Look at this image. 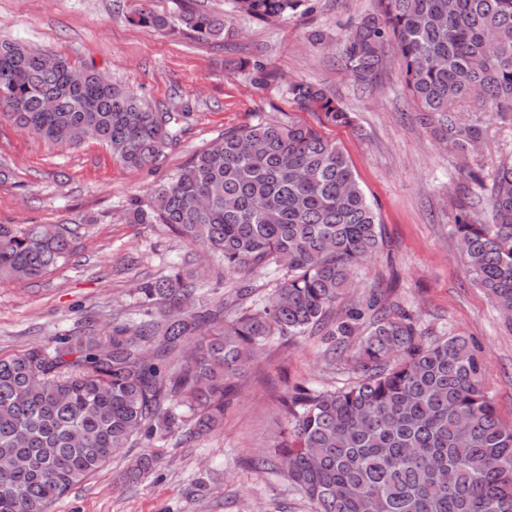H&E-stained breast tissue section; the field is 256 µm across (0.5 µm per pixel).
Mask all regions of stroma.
<instances>
[{
    "label": "stroma",
    "mask_w": 512,
    "mask_h": 512,
    "mask_svg": "<svg viewBox=\"0 0 512 512\" xmlns=\"http://www.w3.org/2000/svg\"><path fill=\"white\" fill-rule=\"evenodd\" d=\"M177 17L183 8L228 15L235 35L202 40L180 26L158 32L133 25L141 2ZM373 0H311L308 14L256 22L234 15L232 0H0V37L96 65L112 81L177 116L178 136L159 164L131 169L95 142L75 148L46 144L0 118V224H62L74 231L73 252L45 276L0 284V356L81 335L86 320L107 334L113 318L135 319L137 287L168 274L190 253L159 224H132L131 199L149 201L194 153L225 130L258 120L294 118L336 141L354 166L381 220L385 248L361 264L346 299L383 293L394 309L419 321L425 338L466 336L487 367V389L503 421H512V323L468 273L450 232L458 206L473 200L467 167L492 172L512 161V120L481 113L484 141L462 156L439 144L403 87L395 55L372 84L361 85L337 64L340 37ZM322 31L324 45L310 44ZM295 81L331 91L354 117L350 127L298 110ZM350 361L328 367L320 336L278 339L224 395V428L186 441H142L54 503L52 512H312L287 481L257 470L255 458L284 424L280 397L288 386H341L355 380ZM159 457L141 481L120 480L144 451Z\"/></svg>",
    "instance_id": "obj_1"
}]
</instances>
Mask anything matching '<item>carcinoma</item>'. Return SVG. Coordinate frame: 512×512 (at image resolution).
I'll list each match as a JSON object with an SVG mask.
<instances>
[{
	"label": "carcinoma",
	"instance_id": "obj_1",
	"mask_svg": "<svg viewBox=\"0 0 512 512\" xmlns=\"http://www.w3.org/2000/svg\"><path fill=\"white\" fill-rule=\"evenodd\" d=\"M309 0H234L269 21L303 14ZM179 23L201 39L230 32L224 17L184 9ZM133 23L163 31L171 19L141 8ZM435 138L466 153L482 126L474 112H512V0H375L348 23L340 65L365 83L388 50ZM0 38V116L52 146L97 134L121 164L154 165L177 136L176 118L84 66L82 83L61 55ZM301 111L334 126L352 116L325 88L289 86ZM492 223L462 205L451 232L475 283L512 315V162L488 187ZM132 224H161L223 268L230 297L202 293L196 263L139 287L142 318L89 327L73 340L0 359V512H50L54 502L138 440L196 439L224 421V391L274 336L322 328L330 350L354 352L350 385H299L281 399L282 439L256 457L313 512H512V424L485 388L487 366L459 335L427 341L382 296L335 312L352 274L382 247L380 221L343 150L288 118L224 131L220 148L196 153ZM63 224H0V283L37 279L64 262ZM282 272L263 305H244L259 270ZM158 463L145 451L122 474L140 480Z\"/></svg>",
	"mask_w": 512,
	"mask_h": 512
}]
</instances>
